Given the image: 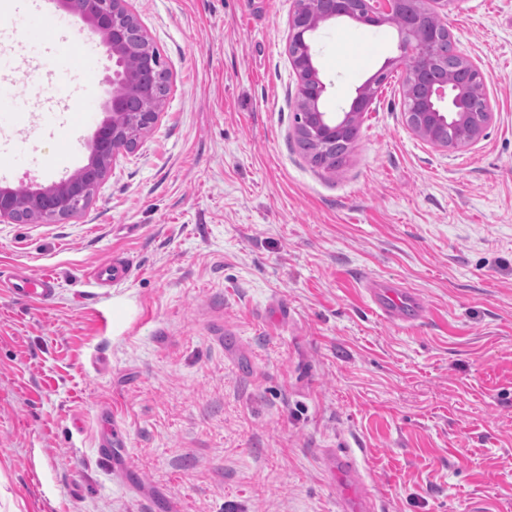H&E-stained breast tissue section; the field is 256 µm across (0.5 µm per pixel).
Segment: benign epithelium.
<instances>
[{
    "instance_id": "benign-epithelium-1",
    "label": "benign epithelium",
    "mask_w": 512,
    "mask_h": 512,
    "mask_svg": "<svg viewBox=\"0 0 512 512\" xmlns=\"http://www.w3.org/2000/svg\"><path fill=\"white\" fill-rule=\"evenodd\" d=\"M295 0L288 23V56L296 75L295 136L309 145V159L332 170L349 153L363 114L378 96L385 71L403 65L400 94L408 129L424 142L445 149L473 146L494 118L483 71L458 49L447 24L431 23L448 0ZM102 36L112 56V86L92 156L97 167L80 169L49 185L21 183L0 187V223L60 221L79 213L111 163L131 151L158 120L168 77L161 58L130 7V0H58ZM349 18L363 24L394 26L403 55L387 62L377 75L355 89L348 110L327 112V84L315 65L308 36L322 24ZM144 101L152 102L145 110Z\"/></svg>"
}]
</instances>
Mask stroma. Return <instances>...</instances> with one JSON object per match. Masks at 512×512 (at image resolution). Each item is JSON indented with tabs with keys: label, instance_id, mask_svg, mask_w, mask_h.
Returning a JSON list of instances; mask_svg holds the SVG:
<instances>
[{
	"label": "stroma",
	"instance_id": "1",
	"mask_svg": "<svg viewBox=\"0 0 512 512\" xmlns=\"http://www.w3.org/2000/svg\"><path fill=\"white\" fill-rule=\"evenodd\" d=\"M173 87L91 201L1 224L0 272L56 280L52 305L0 293V512H512V0H452L454 44L494 120L438 149L402 115L396 30L339 18L312 37L326 111L387 69L336 170L297 145L294 0H132ZM42 14L0 25V186L50 184L35 100ZM112 89L107 53L81 54ZM128 260L125 282L89 269ZM417 290L423 320L370 309L364 281ZM119 430L138 473L99 459ZM352 452L362 487L329 473Z\"/></svg>",
	"mask_w": 512,
	"mask_h": 512
}]
</instances>
